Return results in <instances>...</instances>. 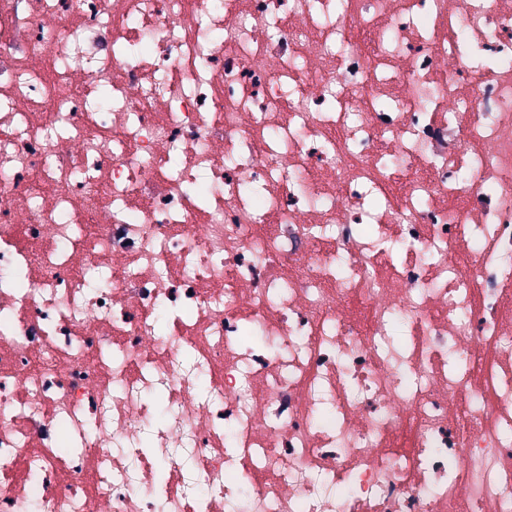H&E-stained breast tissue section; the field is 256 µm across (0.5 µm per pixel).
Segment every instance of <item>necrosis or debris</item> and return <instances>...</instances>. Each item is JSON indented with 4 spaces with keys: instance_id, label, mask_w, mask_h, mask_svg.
I'll return each mask as SVG.
<instances>
[{
    "instance_id": "obj_1",
    "label": "necrosis or debris",
    "mask_w": 512,
    "mask_h": 512,
    "mask_svg": "<svg viewBox=\"0 0 512 512\" xmlns=\"http://www.w3.org/2000/svg\"><path fill=\"white\" fill-rule=\"evenodd\" d=\"M0 512H512V0H0Z\"/></svg>"
}]
</instances>
